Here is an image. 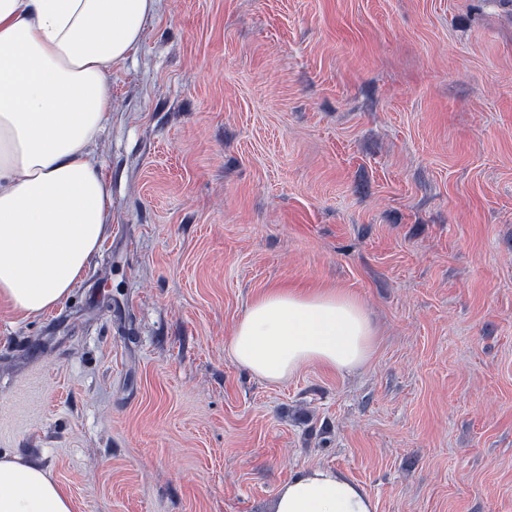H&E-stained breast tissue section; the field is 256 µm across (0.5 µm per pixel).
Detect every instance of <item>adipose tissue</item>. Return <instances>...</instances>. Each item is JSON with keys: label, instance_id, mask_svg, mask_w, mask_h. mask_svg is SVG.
I'll return each mask as SVG.
<instances>
[{"label": "adipose tissue", "instance_id": "1", "mask_svg": "<svg viewBox=\"0 0 512 512\" xmlns=\"http://www.w3.org/2000/svg\"><path fill=\"white\" fill-rule=\"evenodd\" d=\"M161 0H0V303L37 317L68 298L107 231L111 194L93 146L111 116L110 75L137 49ZM374 329L359 299L274 287L249 305L228 347L263 380L306 365L349 373ZM40 465L0 454V512H74ZM270 512H376L335 469L292 474Z\"/></svg>", "mask_w": 512, "mask_h": 512}]
</instances>
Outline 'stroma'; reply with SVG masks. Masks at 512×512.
<instances>
[{
  "instance_id": "1",
  "label": "stroma",
  "mask_w": 512,
  "mask_h": 512,
  "mask_svg": "<svg viewBox=\"0 0 512 512\" xmlns=\"http://www.w3.org/2000/svg\"><path fill=\"white\" fill-rule=\"evenodd\" d=\"M111 82L107 238L0 307V453L75 512H268L318 466L377 512H512V0H162ZM288 285L360 299L364 366L233 359Z\"/></svg>"
}]
</instances>
